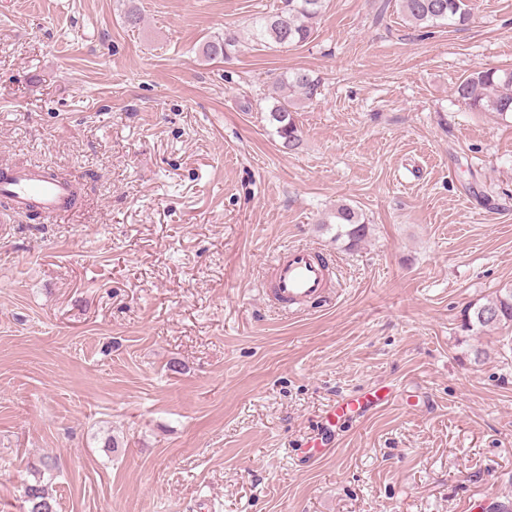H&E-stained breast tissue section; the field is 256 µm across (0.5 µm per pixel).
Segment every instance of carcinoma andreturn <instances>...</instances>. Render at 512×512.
I'll return each mask as SVG.
<instances>
[{"label":"carcinoma","instance_id":"cac0c4a2","mask_svg":"<svg viewBox=\"0 0 512 512\" xmlns=\"http://www.w3.org/2000/svg\"><path fill=\"white\" fill-rule=\"evenodd\" d=\"M326 0H284V7L275 13L257 16L252 21V41L268 48L298 47L308 43L315 34V20L322 14ZM400 11L411 24L423 28L463 23L468 19L467 0H399ZM238 46L235 33L207 41L202 53L208 59L227 58ZM288 85L301 99L312 101L321 94V82L309 71L298 69L286 78ZM458 100L478 112L512 114V70L490 68L473 72L455 87ZM295 103L288 95L275 98L269 118L276 125L282 146L290 151L301 145V137L292 115ZM336 239L347 240L348 247L357 246L368 233V219L359 208L341 204L333 213ZM463 330L481 331L487 328L512 330V285L499 288L495 296L470 303L462 314ZM31 504L29 512H57L56 499L42 480L25 488Z\"/></svg>","mask_w":512,"mask_h":512}]
</instances>
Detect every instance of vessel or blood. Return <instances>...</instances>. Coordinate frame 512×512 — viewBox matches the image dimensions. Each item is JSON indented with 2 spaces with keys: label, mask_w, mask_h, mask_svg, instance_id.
<instances>
[{
  "label": "vessel or blood",
  "mask_w": 512,
  "mask_h": 512,
  "mask_svg": "<svg viewBox=\"0 0 512 512\" xmlns=\"http://www.w3.org/2000/svg\"><path fill=\"white\" fill-rule=\"evenodd\" d=\"M0 198L8 200L16 214L37 210L49 217L69 212L77 203L72 182L47 164L0 168ZM268 271L270 283L263 290L266 300L292 312L325 298L332 285V266L320 252L308 247L274 253Z\"/></svg>",
  "instance_id": "obj_1"
}]
</instances>
